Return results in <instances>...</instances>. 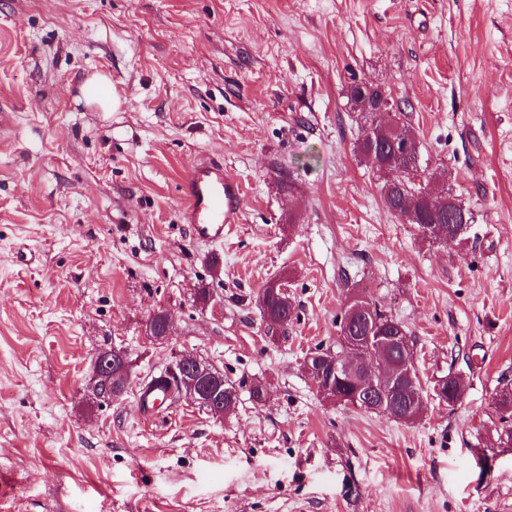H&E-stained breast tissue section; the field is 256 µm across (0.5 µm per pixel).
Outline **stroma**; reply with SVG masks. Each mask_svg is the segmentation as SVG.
Masks as SVG:
<instances>
[{
	"mask_svg": "<svg viewBox=\"0 0 512 512\" xmlns=\"http://www.w3.org/2000/svg\"><path fill=\"white\" fill-rule=\"evenodd\" d=\"M100 75L116 111L86 100ZM362 82L472 210L466 241L385 208L354 151ZM0 110V512H512V0H0ZM213 159L243 190L220 242L182 219ZM276 278L295 310L271 336ZM354 288L406 326L424 390L463 379L455 407L404 424L313 388L302 360L335 349ZM103 347L130 364L112 403L90 390ZM185 352L234 411L139 410ZM162 315L165 318L164 326L162 329L158 330L154 328L153 321L157 318V316ZM159 316L157 318L158 322L163 321V317ZM174 323V316L172 313L168 311H163L162 313L159 311H153L150 313L146 324H145V330L144 335L147 336L149 339H153L154 341H164L167 339L168 336L171 335V327Z\"/></svg>",
	"mask_w": 512,
	"mask_h": 512,
	"instance_id": "1",
	"label": "stroma"
}]
</instances>
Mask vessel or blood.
<instances>
[{
    "label": "vessel or blood",
    "mask_w": 512,
    "mask_h": 512,
    "mask_svg": "<svg viewBox=\"0 0 512 512\" xmlns=\"http://www.w3.org/2000/svg\"><path fill=\"white\" fill-rule=\"evenodd\" d=\"M187 201L184 219L196 236L220 241L224 231L237 223L242 206V188L225 176L223 163L212 161L195 167L182 185Z\"/></svg>",
    "instance_id": "b4317fda"
}]
</instances>
